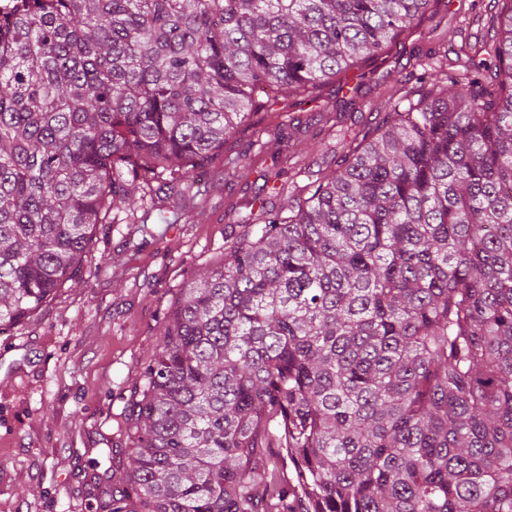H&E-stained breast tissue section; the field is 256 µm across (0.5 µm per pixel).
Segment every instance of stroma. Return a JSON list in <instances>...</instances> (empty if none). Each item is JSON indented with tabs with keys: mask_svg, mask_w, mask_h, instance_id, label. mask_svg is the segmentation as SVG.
I'll return each instance as SVG.
<instances>
[{
	"mask_svg": "<svg viewBox=\"0 0 512 512\" xmlns=\"http://www.w3.org/2000/svg\"><path fill=\"white\" fill-rule=\"evenodd\" d=\"M500 7L438 0L379 59L327 82L317 101L252 113L200 173L195 223H184L174 199L146 225L97 231L80 278L0 334V512H99L95 479L131 446L120 424L162 344L165 314L199 272L222 262L224 238L272 154L287 153L299 172L333 170L339 134L381 121L397 90L418 86V57L434 49L452 57L462 43L490 40ZM235 156L252 160L249 175L220 182Z\"/></svg>",
	"mask_w": 512,
	"mask_h": 512,
	"instance_id": "obj_1",
	"label": "stroma"
}]
</instances>
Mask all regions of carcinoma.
Instances as JSON below:
<instances>
[{
  "mask_svg": "<svg viewBox=\"0 0 512 512\" xmlns=\"http://www.w3.org/2000/svg\"><path fill=\"white\" fill-rule=\"evenodd\" d=\"M435 2L21 0L0 23V333L78 278L100 226L163 209L152 182L190 207L194 171L252 113L319 99ZM501 2L494 39L456 70L429 52L425 94L344 142L288 216L252 197L165 316L101 512H512Z\"/></svg>",
  "mask_w": 512,
  "mask_h": 512,
  "instance_id": "cac0c4a2",
  "label": "carcinoma"
}]
</instances>
